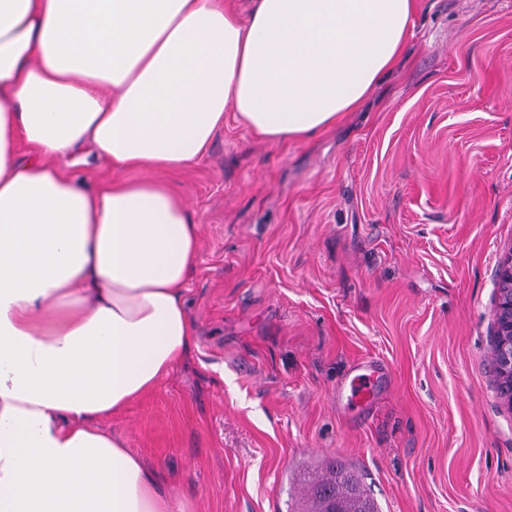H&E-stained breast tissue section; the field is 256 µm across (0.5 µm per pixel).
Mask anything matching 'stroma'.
I'll return each instance as SVG.
<instances>
[{"label": "stroma", "instance_id": "1", "mask_svg": "<svg viewBox=\"0 0 512 512\" xmlns=\"http://www.w3.org/2000/svg\"><path fill=\"white\" fill-rule=\"evenodd\" d=\"M402 65L302 142L232 115L168 181L198 224L192 355L102 421L186 512H287L352 460L382 512H512L489 362L512 250V0H419ZM378 365L370 404L340 396Z\"/></svg>", "mask_w": 512, "mask_h": 512}]
</instances>
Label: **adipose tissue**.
Returning <instances> with one entry per match:
<instances>
[{
	"instance_id": "ef3b65f1",
	"label": "adipose tissue",
	"mask_w": 512,
	"mask_h": 512,
	"mask_svg": "<svg viewBox=\"0 0 512 512\" xmlns=\"http://www.w3.org/2000/svg\"><path fill=\"white\" fill-rule=\"evenodd\" d=\"M417 0H0V512H183L97 420L195 346L197 225L166 174L225 113L302 141L358 111ZM118 176L88 186L83 145Z\"/></svg>"
}]
</instances>
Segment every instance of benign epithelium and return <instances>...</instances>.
I'll return each mask as SVG.
<instances>
[{
    "mask_svg": "<svg viewBox=\"0 0 512 512\" xmlns=\"http://www.w3.org/2000/svg\"><path fill=\"white\" fill-rule=\"evenodd\" d=\"M500 288L495 302V321L489 362L498 396L512 410V251L499 262Z\"/></svg>",
    "mask_w": 512,
    "mask_h": 512,
    "instance_id": "7a95c632",
    "label": "benign epithelium"
}]
</instances>
